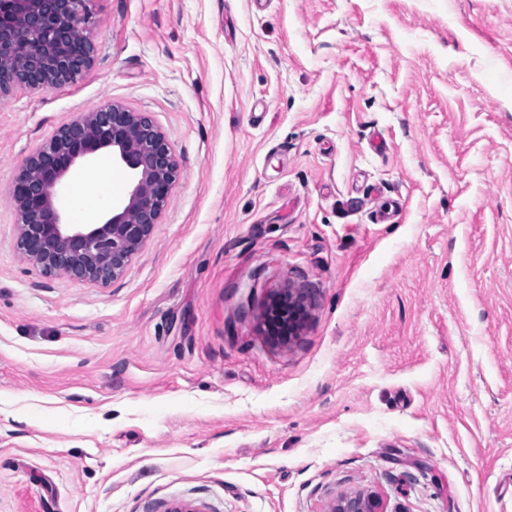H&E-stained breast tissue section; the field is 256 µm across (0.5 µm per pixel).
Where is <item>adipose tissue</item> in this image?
I'll use <instances>...</instances> for the list:
<instances>
[{"label": "adipose tissue", "mask_w": 512, "mask_h": 512, "mask_svg": "<svg viewBox=\"0 0 512 512\" xmlns=\"http://www.w3.org/2000/svg\"><path fill=\"white\" fill-rule=\"evenodd\" d=\"M118 178L111 161L99 160L90 170L72 175L64 192V202L79 213L83 223H95L116 198L114 184Z\"/></svg>", "instance_id": "ef3b65f1"}]
</instances>
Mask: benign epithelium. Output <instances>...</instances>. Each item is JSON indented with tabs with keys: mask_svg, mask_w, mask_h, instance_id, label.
Here are the masks:
<instances>
[{
	"mask_svg": "<svg viewBox=\"0 0 512 512\" xmlns=\"http://www.w3.org/2000/svg\"><path fill=\"white\" fill-rule=\"evenodd\" d=\"M93 0H0V98L18 88L52 90L77 80L94 45L83 33ZM101 150L130 174L126 201L95 224H70L56 205L71 170ZM179 166L153 120L107 103L60 127L25 161L11 188L20 257L44 277L97 285L120 278L160 223ZM328 512H377L360 495Z\"/></svg>",
	"mask_w": 512,
	"mask_h": 512,
	"instance_id": "7a95c632",
	"label": "benign epithelium"
}]
</instances>
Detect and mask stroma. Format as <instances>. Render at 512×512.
<instances>
[{"mask_svg":"<svg viewBox=\"0 0 512 512\" xmlns=\"http://www.w3.org/2000/svg\"><path fill=\"white\" fill-rule=\"evenodd\" d=\"M89 27L77 82L0 100V512H512V0H93ZM107 102L180 178L120 278H44L12 184ZM376 504L360 495L342 496L335 501L327 512H379Z\"/></svg>","mask_w":512,"mask_h":512,"instance_id":"stroma-1","label":"stroma"}]
</instances>
